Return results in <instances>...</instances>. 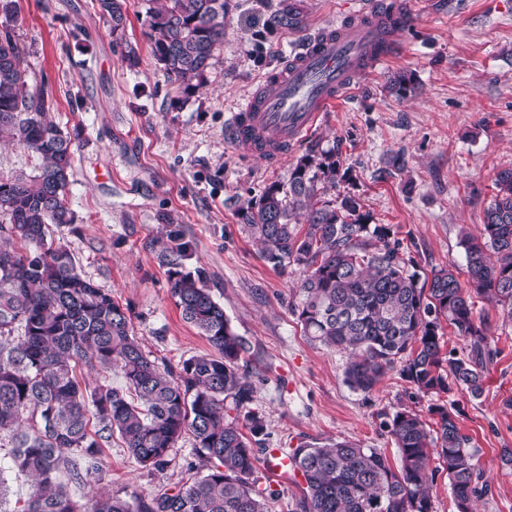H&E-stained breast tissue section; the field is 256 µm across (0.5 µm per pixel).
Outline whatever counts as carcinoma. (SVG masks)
Instances as JSON below:
<instances>
[{
  "label": "carcinoma",
  "instance_id": "cac0c4a2",
  "mask_svg": "<svg viewBox=\"0 0 512 512\" xmlns=\"http://www.w3.org/2000/svg\"><path fill=\"white\" fill-rule=\"evenodd\" d=\"M147 37L164 77L185 96L207 79L224 39L228 0H148ZM115 45L137 61L125 38L126 0H92ZM17 0H0V141L40 158L37 173L0 179V438L10 469L30 478L19 512H268L282 491L259 484L256 463L263 419L248 410L253 387L241 371L248 352L205 284L185 269L191 245L171 232L166 255L171 294L182 318L212 351L160 365L130 328L126 309L77 270L50 226L74 222L66 189L74 142L50 117L48 80L30 90L15 32ZM298 0H280L268 26L297 28ZM349 180L334 152L307 154L288 182L270 184L237 210L247 235L272 268L303 273L298 320L313 341L352 356L349 385L371 392L390 370L422 394L461 391L479 398L498 355L488 317L474 299L491 300L512 320V168L499 171L480 236L463 237L469 287L440 268L419 282L401 244L369 223L352 192L325 198ZM467 354L443 357V323ZM115 371L124 386L79 378L78 370ZM429 430L419 414L398 411L387 424L399 450L393 467L375 448L350 440L302 442L290 465L303 478L293 512H433L428 463L435 454L448 476L457 512H473L491 493L474 460L455 407L436 404ZM204 462L201 475L150 496L104 493L83 510L58 474L84 481L100 472L103 448L120 439L142 470L164 471L184 435Z\"/></svg>",
  "mask_w": 512,
  "mask_h": 512
}]
</instances>
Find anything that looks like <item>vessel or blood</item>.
I'll return each mask as SVG.
<instances>
[{"instance_id": "obj_1", "label": "vessel or blood", "mask_w": 512, "mask_h": 512, "mask_svg": "<svg viewBox=\"0 0 512 512\" xmlns=\"http://www.w3.org/2000/svg\"><path fill=\"white\" fill-rule=\"evenodd\" d=\"M410 23L408 0H367L354 18L318 32L252 90L228 119L227 140L279 165L358 75L399 54Z\"/></svg>"}]
</instances>
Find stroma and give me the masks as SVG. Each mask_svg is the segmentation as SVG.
I'll return each instance as SVG.
<instances>
[{
	"mask_svg": "<svg viewBox=\"0 0 512 512\" xmlns=\"http://www.w3.org/2000/svg\"><path fill=\"white\" fill-rule=\"evenodd\" d=\"M279 0H229L224 41L207 82L185 97L157 67L145 36L144 0H127V37L139 60L129 66L92 0H18L16 34L28 83H49L52 117L76 135L67 200L73 224L52 228L77 267L126 308L131 328L158 361L177 366L209 352L171 295L166 235L192 245L187 269L206 286L249 344L242 364L253 385L251 410L263 418V448L349 439L377 449L391 466L398 450L387 424L401 410L434 425L430 406L455 405L459 423L493 493L477 512H512V321L486 300L474 310L492 320L498 356L479 398L418 394L398 371L369 393L352 389L349 356L304 336L295 309L302 273L274 270L236 216L244 201L287 182L308 153L339 154L352 180L338 193L359 195L371 223L390 227L419 277L456 268L467 282L464 234L479 235L496 189L512 168V0H410L415 21L393 61L359 77L313 133L278 166L236 152L224 125L245 95L318 31L336 26L358 0H300V28L270 29ZM414 78L391 92L397 72ZM199 460L183 438L164 473L141 470L119 444L105 448L97 478L71 484L79 503L93 493H155L176 486Z\"/></svg>",
	"mask_w": 512,
	"mask_h": 512,
	"instance_id": "stroma-1",
	"label": "stroma"
}]
</instances>
